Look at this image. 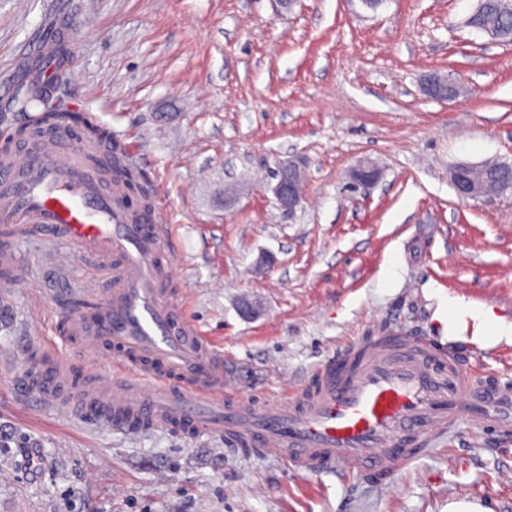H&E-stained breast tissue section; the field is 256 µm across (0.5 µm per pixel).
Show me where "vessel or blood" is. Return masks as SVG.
Masks as SVG:
<instances>
[{
  "instance_id": "b4317fda",
  "label": "vessel or blood",
  "mask_w": 512,
  "mask_h": 512,
  "mask_svg": "<svg viewBox=\"0 0 512 512\" xmlns=\"http://www.w3.org/2000/svg\"><path fill=\"white\" fill-rule=\"evenodd\" d=\"M0 224L61 242L45 269L76 250L113 263L118 281L68 301L57 323L63 342L84 354L118 355L119 373L75 385L60 354L37 344L45 361L28 382L42 402L68 394L74 410L129 433L218 434L299 474L350 469L381 483L462 422L512 431V387L478 379L463 351L411 330L353 342L282 399L225 398L223 353L208 349L169 288L164 228L104 186L95 150L76 129L34 133L0 156Z\"/></svg>"
}]
</instances>
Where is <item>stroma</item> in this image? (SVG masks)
<instances>
[{"label":"stroma","mask_w":512,"mask_h":512,"mask_svg":"<svg viewBox=\"0 0 512 512\" xmlns=\"http://www.w3.org/2000/svg\"><path fill=\"white\" fill-rule=\"evenodd\" d=\"M477 0H0V137L43 28L69 18L63 97L112 133L167 230L170 286L224 354V394L280 399L328 355L393 326L459 343L477 375L512 381V194L460 201L458 163H512V44L467 20ZM436 70L460 87L426 96ZM362 159L381 171L352 187ZM304 165L293 214L270 190ZM53 239H16L0 281V512H446L468 498L512 512V434L461 424L390 484L290 472L223 439L127 434L26 384L51 338L58 288L100 292L112 271ZM262 302L244 317L242 298Z\"/></svg>","instance_id":"stroma-1"}]
</instances>
